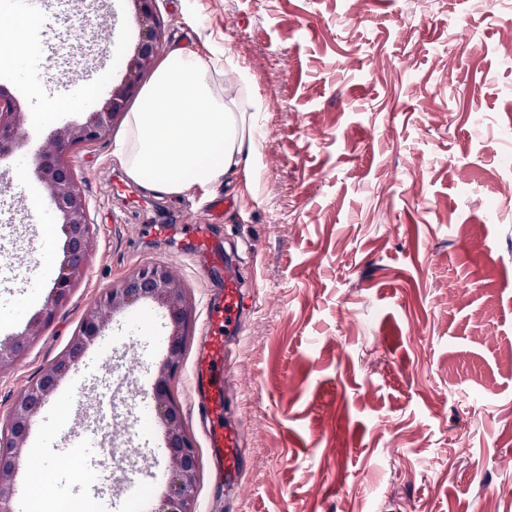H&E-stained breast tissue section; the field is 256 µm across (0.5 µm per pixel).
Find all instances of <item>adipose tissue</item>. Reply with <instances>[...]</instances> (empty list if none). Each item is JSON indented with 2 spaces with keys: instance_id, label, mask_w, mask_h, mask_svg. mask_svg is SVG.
Here are the masks:
<instances>
[{
  "instance_id": "1",
  "label": "adipose tissue",
  "mask_w": 512,
  "mask_h": 512,
  "mask_svg": "<svg viewBox=\"0 0 512 512\" xmlns=\"http://www.w3.org/2000/svg\"><path fill=\"white\" fill-rule=\"evenodd\" d=\"M212 59L171 50L128 112L115 156L129 177L170 195L204 189L227 173L251 175L257 141L245 103L225 98Z\"/></svg>"
}]
</instances>
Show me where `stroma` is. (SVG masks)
Instances as JSON below:
<instances>
[{"label":"stroma","instance_id":"stroma-1","mask_svg":"<svg viewBox=\"0 0 512 512\" xmlns=\"http://www.w3.org/2000/svg\"><path fill=\"white\" fill-rule=\"evenodd\" d=\"M155 13L159 57L178 44L247 74L222 92L249 103L256 173L175 196L128 179L112 155L123 124L78 148L96 229L88 272L0 373V418L88 305L162 261L195 307L172 391L197 445V512H512V0H156ZM87 17V0H47L44 41L0 68L26 133L45 140L84 122L124 81L140 38L132 0H117L113 35L70 40L67 26ZM68 65L104 77L99 95L36 122L43 98L62 94L53 71ZM13 182L0 168V256L22 249L59 267L56 212L30 222ZM150 224L211 225L258 290L229 350L250 460V489L230 508L191 385L224 276L191 262L186 241L147 234ZM167 323L154 303L116 314V346L67 401L89 420L97 385L110 383L112 423L127 437L102 489L125 499L132 474L154 506L168 491L169 466L153 457L164 429L139 427L133 406L166 355Z\"/></svg>","mask_w":512,"mask_h":512}]
</instances>
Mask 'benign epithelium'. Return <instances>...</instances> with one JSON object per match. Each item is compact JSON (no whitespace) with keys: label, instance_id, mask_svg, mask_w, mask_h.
Segmentation results:
<instances>
[{"label":"benign epithelium","instance_id":"obj_1","mask_svg":"<svg viewBox=\"0 0 512 512\" xmlns=\"http://www.w3.org/2000/svg\"><path fill=\"white\" fill-rule=\"evenodd\" d=\"M132 2L137 6L138 20L146 26V33L128 63L125 83L113 88L111 97L100 109L89 113L84 123L55 130L51 135L52 149L34 162L46 199L61 218L65 235L64 260L45 307L29 319L19 334L8 341H0V372L16 362L42 325L52 319L54 312L68 301L72 289L86 276L93 230L89 202L73 172L70 154L81 145L103 140L111 134L114 123L125 114L130 97L137 91L138 76L154 69L158 46L164 37L153 12L155 0ZM23 121V112L0 87L1 155L21 141ZM138 302L156 303L168 316L167 356L155 370L151 397L155 417L165 428L172 470L170 491L156 512H196L197 449L184 426L182 407L171 393V384L181 367L189 337L193 301L184 282L164 262L140 265L89 305L66 350L11 405L6 450L0 452V512H8V506L17 494V465L27 448L30 427L42 403L77 365L88 346L106 331L114 315Z\"/></svg>","mask_w":512,"mask_h":512}]
</instances>
